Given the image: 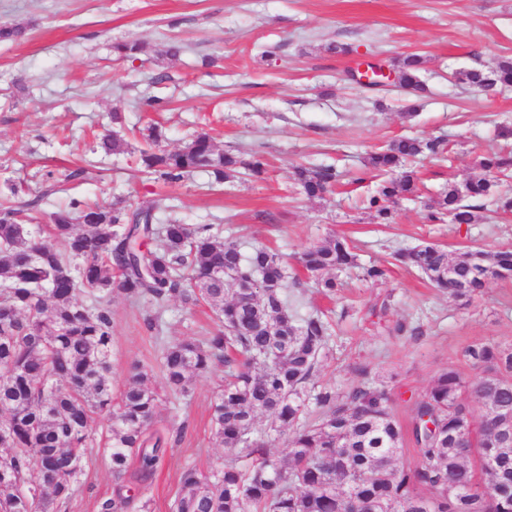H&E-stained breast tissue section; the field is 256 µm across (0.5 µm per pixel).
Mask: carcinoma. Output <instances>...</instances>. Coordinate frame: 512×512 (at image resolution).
Wrapping results in <instances>:
<instances>
[{
	"label": "carcinoma",
	"instance_id": "carcinoma-1",
	"mask_svg": "<svg viewBox=\"0 0 512 512\" xmlns=\"http://www.w3.org/2000/svg\"><path fill=\"white\" fill-rule=\"evenodd\" d=\"M25 35L20 25L0 23V42ZM113 49L131 62L152 52L141 41ZM425 63L417 54L400 60L399 84L422 92ZM457 79L485 91L507 88L512 58ZM100 148L123 153L128 141L105 135ZM443 151L438 139L401 137L369 154L366 170L386 176L368 200L375 223H393V204L417 194L419 178L407 161ZM138 165L169 183L206 171L217 185L241 168L256 177L266 169L259 155L219 152L205 132L173 151L142 149ZM478 165L485 176L448 186L428 206V221H478L480 201L496 186L493 174L512 172V151L481 156ZM294 176L312 199L331 189L337 173L332 166H299ZM43 199L0 204V512H56L68 502L93 451L96 416L107 422L105 451L118 484L130 459L147 478L172 444L171 436L149 432L159 402L149 385L152 369L134 365L113 403L109 305L116 290L158 304L177 297L187 308L204 302L217 319L203 339L162 348L163 385L182 397L214 362L229 368L212 417L224 466L210 473L185 469L172 512H353L355 502L368 512H512V344L468 345L464 358L481 369L471 382L454 369L438 374L415 403L417 461L405 468L398 463L404 430L381 383L316 393L321 415L303 423L307 387L327 355L329 324L319 315H296L288 303V265L277 254L263 247L245 252L210 224L156 227L153 208L129 212L108 200L73 201L54 212L48 240L23 224L37 219ZM84 214L97 222L74 223ZM395 259L455 299L470 300L487 283L512 278L510 249L453 255L424 243ZM299 261L330 296L335 272L352 265L354 255L334 236L308 247ZM81 295L90 303L79 302ZM262 415L271 417L265 429L258 425ZM271 433L284 439L288 461L268 452ZM132 502L119 488L99 512H128Z\"/></svg>",
	"mask_w": 512,
	"mask_h": 512
}]
</instances>
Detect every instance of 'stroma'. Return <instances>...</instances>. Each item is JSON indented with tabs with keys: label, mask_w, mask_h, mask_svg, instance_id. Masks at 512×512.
I'll list each match as a JSON object with an SVG mask.
<instances>
[{
	"label": "stroma",
	"mask_w": 512,
	"mask_h": 512,
	"mask_svg": "<svg viewBox=\"0 0 512 512\" xmlns=\"http://www.w3.org/2000/svg\"><path fill=\"white\" fill-rule=\"evenodd\" d=\"M1 21L24 25L27 34L0 44V201L16 188L42 191L53 173L57 188L44 199L37 231L47 232L51 213L71 199L120 197L129 209L153 208L160 222L212 224L225 238L269 247L293 263L328 236L346 238L358 265L337 272L334 298L295 263L296 280L288 285L297 315L321 311L330 324V352L312 384L342 391L368 379L385 383L406 429L414 403L441 370L467 380L477 375L462 355L466 346L512 343V280L490 282L466 302L441 294L393 258L422 242L451 252L512 248V213L495 203L512 193V177L484 199L478 223L425 219L428 204L449 185L479 175L478 157L499 150L500 128L512 127V88L487 95L454 77L512 57V0H0ZM128 40L148 42L149 60L116 59L113 43ZM175 40L187 49L172 60L164 50ZM414 53L427 60L416 115H408L409 96L399 85L370 88L350 76L366 63L391 68ZM206 57L214 65H203ZM160 72L169 78L158 84ZM154 95L164 99L162 111L140 107L141 98ZM116 112L128 128L158 122L163 149H178L203 131L219 151L262 155L267 170L221 186L203 171L175 184L138 177L133 152L144 148L141 137L131 138L125 155L107 156L98 146ZM402 136L443 139L449 153L425 160L420 198L400 200L394 223L377 224L364 202L380 180L359 174L371 152ZM299 165H333L343 178L310 200L293 183ZM78 167L83 175L65 181ZM373 265L386 271L376 283L362 277ZM154 309L146 299L112 297L113 396L133 364L159 369L162 345L202 338L215 326L208 306L188 309L173 298L158 338L144 324ZM398 323L408 334H392ZM224 371L215 363L187 400L160 390L154 430L183 433L150 478L140 480L134 466L126 477L144 490L151 512H170L186 468H221L211 408ZM114 489L109 456L94 449L62 512H98Z\"/></svg>",
	"instance_id": "1"
}]
</instances>
